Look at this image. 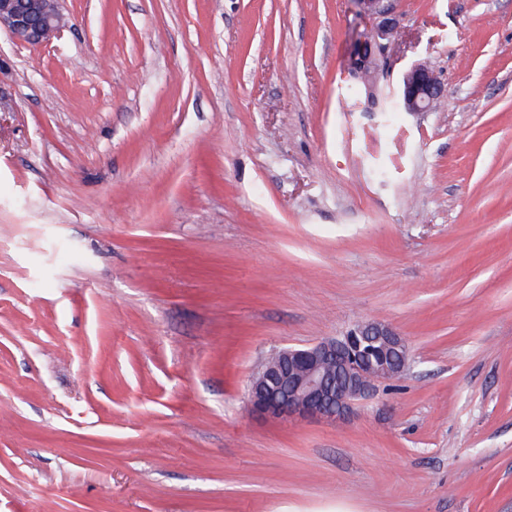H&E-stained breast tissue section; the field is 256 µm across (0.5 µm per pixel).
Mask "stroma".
Instances as JSON below:
<instances>
[{
  "mask_svg": "<svg viewBox=\"0 0 512 512\" xmlns=\"http://www.w3.org/2000/svg\"><path fill=\"white\" fill-rule=\"evenodd\" d=\"M64 7L0 31V512H512V0H398L370 107L353 0ZM360 321L399 379L250 412ZM62 0H0V29L29 45L48 43L65 27ZM404 75L403 95L409 112H427L437 100L443 97L445 85L441 81L438 72L430 65H414ZM393 104L400 106L404 112H408L404 107L403 98L402 100L399 99L398 102H390V108L393 107ZM355 341L361 342L364 356L371 358L369 344L381 350V358L362 360ZM408 359V346L392 327L360 322L341 338L275 351L251 377L249 403L254 412L272 419L311 417L336 423L370 397L377 383L401 376Z\"/></svg>",
  "mask_w": 512,
  "mask_h": 512,
  "instance_id": "stroma-1",
  "label": "stroma"
}]
</instances>
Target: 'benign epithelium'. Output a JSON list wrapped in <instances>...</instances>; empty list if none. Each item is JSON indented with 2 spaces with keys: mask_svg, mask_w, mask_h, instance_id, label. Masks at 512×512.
<instances>
[{
  "mask_svg": "<svg viewBox=\"0 0 512 512\" xmlns=\"http://www.w3.org/2000/svg\"><path fill=\"white\" fill-rule=\"evenodd\" d=\"M359 18L371 23L373 32L358 42L349 56L348 69L361 76L367 69V101L371 102L393 45L403 35L395 16L396 0H355ZM66 27L62 0H0V29L12 39L29 45L49 42ZM445 85L427 64L405 73L403 90L408 111L427 112L443 97ZM381 350V358L365 361L357 356V340ZM409 349L389 325L360 322L343 337L318 341L304 348L275 351L251 377V409L272 419L311 417L335 423L345 419L353 406L370 397L379 382L405 371Z\"/></svg>",
  "mask_w": 512,
  "mask_h": 512,
  "instance_id": "obj_1",
  "label": "benign epithelium"
}]
</instances>
